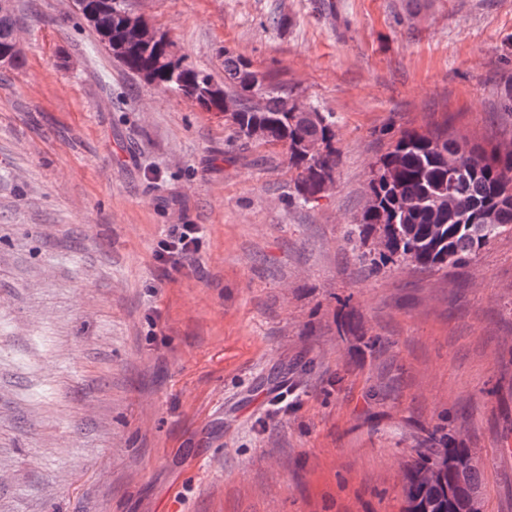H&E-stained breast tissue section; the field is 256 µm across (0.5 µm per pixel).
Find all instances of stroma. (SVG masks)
Returning <instances> with one entry per match:
<instances>
[{
  "label": "stroma",
  "instance_id": "obj_1",
  "mask_svg": "<svg viewBox=\"0 0 512 512\" xmlns=\"http://www.w3.org/2000/svg\"><path fill=\"white\" fill-rule=\"evenodd\" d=\"M128 6L216 81L230 51L335 113L336 184L291 204L282 148L126 70L71 0H12L0 512H401L400 464L437 426L477 453L484 512H512V232L377 274L348 236L390 136L512 140V0ZM176 224L203 247L170 272ZM161 242L156 260L178 272L196 260L202 246V228L198 224H176Z\"/></svg>",
  "mask_w": 512,
  "mask_h": 512
}]
</instances>
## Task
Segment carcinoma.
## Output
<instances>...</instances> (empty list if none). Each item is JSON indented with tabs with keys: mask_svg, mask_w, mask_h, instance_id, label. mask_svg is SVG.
<instances>
[{
	"mask_svg": "<svg viewBox=\"0 0 512 512\" xmlns=\"http://www.w3.org/2000/svg\"><path fill=\"white\" fill-rule=\"evenodd\" d=\"M126 0H110L98 11L94 31L108 30L128 42L120 62L150 82L191 97L202 109L218 106L193 95L214 83L184 55L176 68L158 66L164 47L142 48L129 38L122 15ZM17 20L0 14V52L17 44ZM224 99L235 112L225 118L233 136L246 143L282 146L292 174L291 202L308 206L336 184L340 150L336 146V115L311 107L303 114L287 109L288 95L249 60L224 52ZM385 225V237L369 254L371 269L399 263L420 269L462 267L497 235L512 232V141L489 148L448 135V123L425 131L405 130L369 167L363 209L350 225L349 237L362 244L374 241ZM472 449L436 427L411 449L404 462L402 512H458L459 501L481 494L482 472L471 462ZM465 483H457L459 469Z\"/></svg>",
	"mask_w": 512,
	"mask_h": 512,
	"instance_id": "cac0c4a2",
	"label": "carcinoma"
}]
</instances>
